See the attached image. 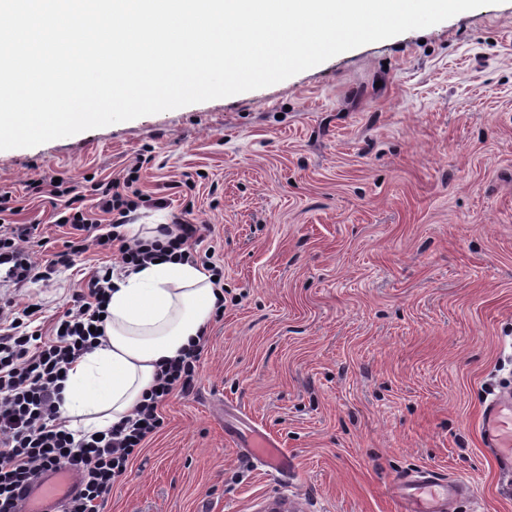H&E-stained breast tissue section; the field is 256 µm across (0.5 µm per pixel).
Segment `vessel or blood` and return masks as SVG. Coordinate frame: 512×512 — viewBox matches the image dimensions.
Returning a JSON list of instances; mask_svg holds the SVG:
<instances>
[{"mask_svg":"<svg viewBox=\"0 0 512 512\" xmlns=\"http://www.w3.org/2000/svg\"><path fill=\"white\" fill-rule=\"evenodd\" d=\"M480 444L495 462L498 492L512 499V392L486 395L477 421ZM224 440L243 449L266 471L288 476L293 462L280 443L266 431L228 428ZM78 484V474L70 468H56L40 475L23 500L20 512H59L61 502ZM399 512H452L454 501L469 495L470 485L437 470L423 468L401 474L394 483Z\"/></svg>","mask_w":512,"mask_h":512,"instance_id":"vessel-or-blood-1","label":"vessel or blood"}]
</instances>
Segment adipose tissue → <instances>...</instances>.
I'll list each match as a JSON object with an SVG mask.
<instances>
[{"label": "adipose tissue", "instance_id": "1", "mask_svg": "<svg viewBox=\"0 0 512 512\" xmlns=\"http://www.w3.org/2000/svg\"><path fill=\"white\" fill-rule=\"evenodd\" d=\"M208 273L176 259L112 278L98 344L70 365L62 383V420L86 435L129 415L153 385L159 365L198 342L216 308Z\"/></svg>", "mask_w": 512, "mask_h": 512}]
</instances>
